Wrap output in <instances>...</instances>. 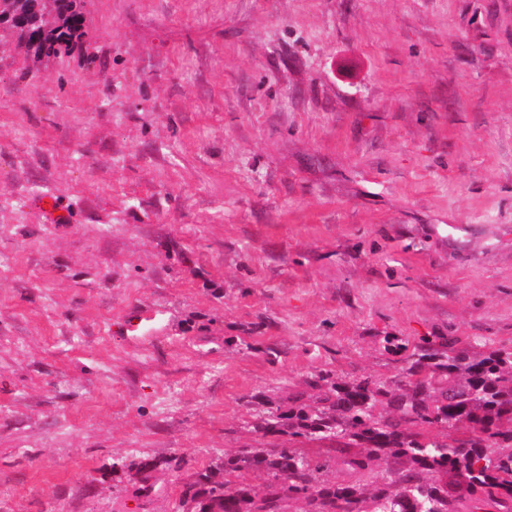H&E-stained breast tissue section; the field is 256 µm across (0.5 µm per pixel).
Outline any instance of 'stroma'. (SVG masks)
Instances as JSON below:
<instances>
[{
	"label": "stroma",
	"instance_id": "stroma-1",
	"mask_svg": "<svg viewBox=\"0 0 512 512\" xmlns=\"http://www.w3.org/2000/svg\"><path fill=\"white\" fill-rule=\"evenodd\" d=\"M77 10L0 25V512H179L383 337L512 349V0ZM0 15V24L7 23L20 32L19 45L28 51L35 49V53L57 51L66 48L83 36L82 21L76 11L75 0H55L57 21L49 25L45 19L44 9L34 11L33 6L27 3L30 0H3ZM19 14V15H18Z\"/></svg>",
	"mask_w": 512,
	"mask_h": 512
}]
</instances>
